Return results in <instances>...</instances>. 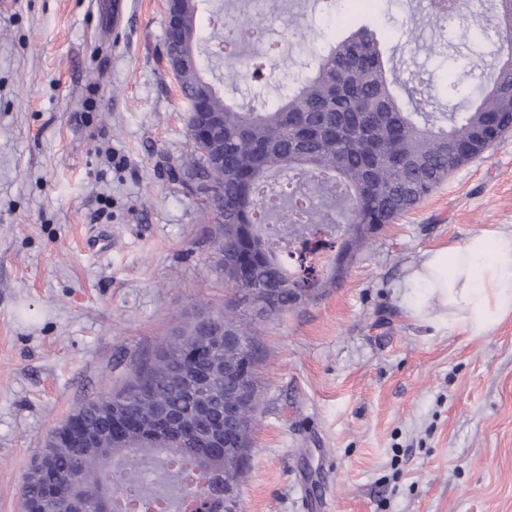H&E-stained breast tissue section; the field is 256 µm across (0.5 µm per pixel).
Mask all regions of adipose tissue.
Returning <instances> with one entry per match:
<instances>
[{
	"instance_id": "adipose-tissue-1",
	"label": "adipose tissue",
	"mask_w": 512,
	"mask_h": 512,
	"mask_svg": "<svg viewBox=\"0 0 512 512\" xmlns=\"http://www.w3.org/2000/svg\"><path fill=\"white\" fill-rule=\"evenodd\" d=\"M409 282L482 333L512 312V234L481 232L461 246L428 251Z\"/></svg>"
}]
</instances>
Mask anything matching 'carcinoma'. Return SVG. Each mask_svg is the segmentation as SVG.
<instances>
[{"label":"carcinoma","mask_w":512,"mask_h":512,"mask_svg":"<svg viewBox=\"0 0 512 512\" xmlns=\"http://www.w3.org/2000/svg\"><path fill=\"white\" fill-rule=\"evenodd\" d=\"M201 2L178 0L182 27L176 39L166 41L165 57L176 62L187 102L200 101L217 114L220 128L214 136L223 154L216 164L207 145L193 141L194 158L183 178L201 191L208 184L220 189L219 197L202 198L218 227L217 253L238 249L252 292L272 294L274 306L255 313L253 302L224 273L233 302L218 312L200 309L218 323L198 315L188 319L152 354L138 359L120 387L83 403L51 435L22 485L23 512L42 500L45 462L60 493L44 512H115L103 510L102 496L111 504L122 496H139L144 505L164 499L174 486L143 473L152 465L177 468L183 461L208 475L209 512H233L235 498L227 493L248 467L261 401L259 318L282 315L335 287L380 226L394 223L448 178L456 163L453 150L469 145L492 120L500 135L512 129V105L501 97V90L512 88V51L497 58L498 80L478 101L460 112H433L430 94L415 97L394 78L383 36L366 25L330 44L315 58L311 73L273 104L255 109L231 103L202 73L200 43L224 46L226 29L214 25L201 36ZM492 11L493 35L512 44V0H492ZM432 16L444 27L459 22L463 13L446 0ZM284 172L291 189L270 212L269 181ZM322 248L346 261L317 265L311 255ZM221 326L239 342L226 345L214 337ZM241 363L250 373L248 393H240L227 377L210 384L207 393L210 401L236 411L240 438L230 439L232 448L192 447L206 424L182 390L184 368L206 373L216 364ZM165 410L179 415L182 437L142 434L139 426ZM116 418L124 423L125 436L103 451L99 445L109 441Z\"/></svg>","instance_id":"1"}]
</instances>
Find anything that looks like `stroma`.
Instances as JSON below:
<instances>
[{
	"label": "stroma",
	"instance_id": "obj_1",
	"mask_svg": "<svg viewBox=\"0 0 512 512\" xmlns=\"http://www.w3.org/2000/svg\"><path fill=\"white\" fill-rule=\"evenodd\" d=\"M332 0H211L201 31L263 18L282 44H239L226 99H275L312 51L344 36ZM429 0H376L396 72H424L437 111L473 96L464 60L495 58L486 0L467 37L433 26ZM168 0H11L0 9V512L51 432L119 387L201 303L232 295L216 227L179 166L188 106L164 45ZM512 234V131L358 251L341 285L258 324L264 359L253 456L237 512H512V313L481 334L436 299L415 316L405 281L428 250Z\"/></svg>",
	"mask_w": 512,
	"mask_h": 512
}]
</instances>
